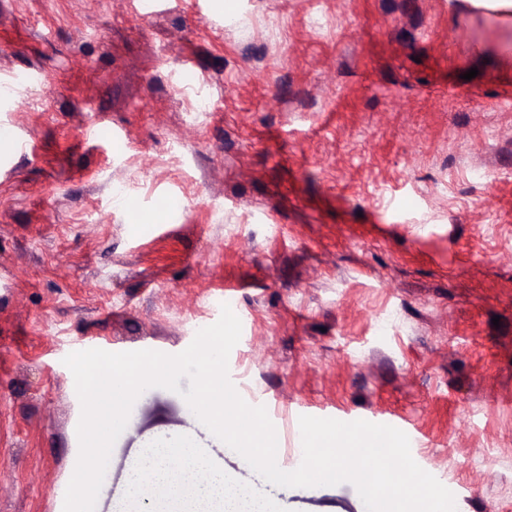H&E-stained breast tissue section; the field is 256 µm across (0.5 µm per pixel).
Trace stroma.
<instances>
[{"label": "stroma", "instance_id": "1", "mask_svg": "<svg viewBox=\"0 0 512 512\" xmlns=\"http://www.w3.org/2000/svg\"><path fill=\"white\" fill-rule=\"evenodd\" d=\"M224 2L0 0V127L28 145L0 152V512L64 510L67 355H175L225 304L282 469L300 416L365 420L456 512H512V7ZM180 387L136 400L95 512L180 434L277 512H366L349 483H266Z\"/></svg>", "mask_w": 512, "mask_h": 512}]
</instances>
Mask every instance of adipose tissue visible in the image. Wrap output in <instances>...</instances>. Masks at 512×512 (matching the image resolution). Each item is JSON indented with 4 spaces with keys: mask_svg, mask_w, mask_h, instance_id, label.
Listing matches in <instances>:
<instances>
[{
    "mask_svg": "<svg viewBox=\"0 0 512 512\" xmlns=\"http://www.w3.org/2000/svg\"><path fill=\"white\" fill-rule=\"evenodd\" d=\"M181 449L187 465L174 472L169 462L171 449ZM140 479L151 480L174 503L185 504L188 512H265L267 504L253 491L237 486L216 472L208 459L185 438L157 444L151 452V465L140 472Z\"/></svg>",
    "mask_w": 512,
    "mask_h": 512,
    "instance_id": "obj_1",
    "label": "adipose tissue"
}]
</instances>
